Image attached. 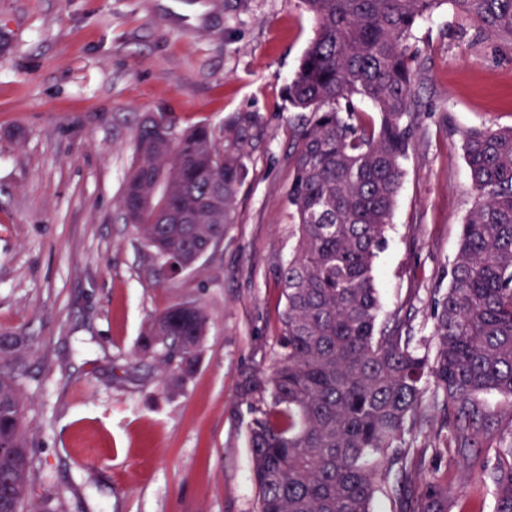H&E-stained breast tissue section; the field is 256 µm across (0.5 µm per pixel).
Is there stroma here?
Masks as SVG:
<instances>
[{"mask_svg":"<svg viewBox=\"0 0 512 512\" xmlns=\"http://www.w3.org/2000/svg\"><path fill=\"white\" fill-rule=\"evenodd\" d=\"M314 35L299 0H0V333L26 339L13 372L33 493L53 512H257L238 383L278 351L299 119L286 87ZM410 44L420 117L375 281L381 316L411 305L425 344L474 201L463 134L512 125V46L461 36L445 4ZM150 115L209 124L222 146L247 135L232 224L176 276L119 206ZM181 301L209 326L174 388L141 341ZM469 465L427 454L421 469L494 512L461 481Z\"/></svg>","mask_w":512,"mask_h":512,"instance_id":"35a3bbf8","label":"stroma"}]
</instances>
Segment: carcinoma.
Instances as JSON below:
<instances>
[{"label": "carcinoma", "instance_id": "cac0c4a2", "mask_svg": "<svg viewBox=\"0 0 512 512\" xmlns=\"http://www.w3.org/2000/svg\"><path fill=\"white\" fill-rule=\"evenodd\" d=\"M442 0H300L315 36L287 88L303 113L293 135L288 206L295 245L281 266L285 310L270 372L241 375L253 418L248 445L258 512H371L385 491L395 512H477L454 505L448 479L412 472L426 452L406 439L426 419L428 390L453 411L456 452L480 463V481L512 512V126L467 132L463 152L475 201L461 225L448 289L431 302L434 350L414 344L408 312L379 320L373 264L385 241L402 163L419 117L422 65L409 45ZM479 37L512 44V0H448ZM366 101L377 118L355 108ZM242 181L239 155L198 124L181 134L146 118L120 207L126 223L167 265L193 266L224 238ZM208 317L173 303L144 333L142 351L177 359L174 384L197 366ZM23 346L0 334V512H54L33 504V459L8 371ZM506 399L491 420L480 396ZM499 441L492 459L483 442Z\"/></svg>", "mask_w": 512, "mask_h": 512}]
</instances>
